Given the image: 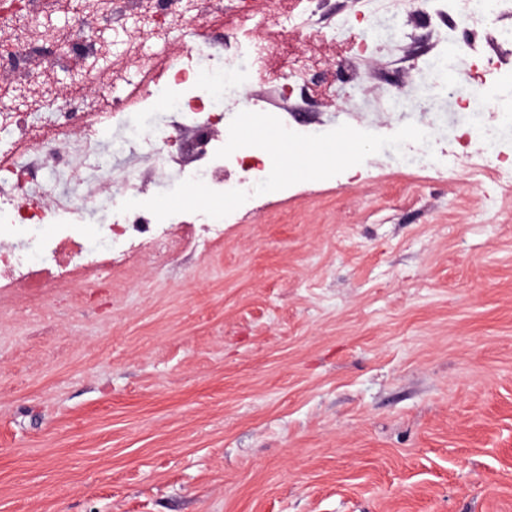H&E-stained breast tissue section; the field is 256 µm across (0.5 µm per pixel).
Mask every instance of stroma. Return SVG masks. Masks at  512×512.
<instances>
[{
    "mask_svg": "<svg viewBox=\"0 0 512 512\" xmlns=\"http://www.w3.org/2000/svg\"><path fill=\"white\" fill-rule=\"evenodd\" d=\"M379 21L349 87L289 128L428 126L237 208L207 255L113 268L53 307L0 288V512H512V178L470 181L469 63ZM39 75L67 91V70ZM431 146L436 157L435 160L429 158L428 148L426 146L415 143H408L404 146L405 158L407 159L408 163L421 169H427L428 167L434 166L439 150L437 149L436 143L433 139Z\"/></svg>",
    "mask_w": 512,
    "mask_h": 512,
    "instance_id": "1",
    "label": "stroma"
}]
</instances>
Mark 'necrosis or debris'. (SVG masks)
I'll list each match as a JSON object with an SVG mask.
<instances>
[{
	"label": "necrosis or debris",
	"instance_id": "necrosis-or-debris-1",
	"mask_svg": "<svg viewBox=\"0 0 512 512\" xmlns=\"http://www.w3.org/2000/svg\"><path fill=\"white\" fill-rule=\"evenodd\" d=\"M231 18L225 24L223 56L206 49L203 37L187 42L182 50L165 59L139 57L133 74H113L116 83L131 87L129 96H113L111 109L100 112L94 94L101 80L98 64L102 57L99 43L84 41L71 32L48 30L32 37L30 26L46 11L48 0H24L18 16L0 17V27L11 31L9 43L0 46V86L12 91L29 83V59L38 58L45 69L76 68L75 94L65 99L45 91L42 101L49 107V127L29 124L23 113L0 116V121L14 125L19 148L37 157L61 156L75 183L86 175L111 181L112 173L100 165V148L113 125L124 130L122 143L147 155L155 169L175 171L177 180L201 179L209 188H224L225 173L236 176L234 186L244 191L267 178L271 172L269 154L257 147H244L229 157H217L222 139L213 134L214 127L230 125L236 109L269 112V104L248 96L246 83L259 78L277 88L281 99H289L297 87L317 79L314 61L286 49L288 37L306 42L319 37L321 28L308 7V0H296L285 8L274 25L264 34L254 32L257 11L251 0H230ZM218 0H97V12L109 22L115 35L136 28L155 41L166 40L170 23L199 25L217 8ZM449 12L461 17L464 32L449 28L441 37L443 44L457 46L459 53H474L473 34L483 33L486 53L475 55L471 66L474 75L468 90L458 99L467 111L494 112L498 119L512 115V101L490 98L489 85H512V41L490 32L486 13L476 0H448ZM212 72L224 80L223 96L203 97L190 89L202 72ZM236 102V109H223L221 99ZM136 103L140 114L152 118L150 131L128 120V105ZM178 112L177 124L156 122L157 112ZM191 131V148L199 164L188 169L175 164L167 143ZM478 149L470 156L471 178H495L502 165L492 164L486 148L496 142V123L485 124L467 133ZM37 166L13 161L11 154L0 151V181L13 183L14 193L0 197V288H56L70 282L80 288L95 287L101 276L114 265L136 257L156 258L186 246L187 240L170 233L169 227L181 223L178 215L157 220L145 209L119 211L117 204L99 207L95 198L84 194L64 195L51 187L39 186ZM101 212L93 237L81 234L84 224L92 222L94 212ZM53 231H45V224Z\"/></svg>",
	"mask_w": 512,
	"mask_h": 512
}]
</instances>
